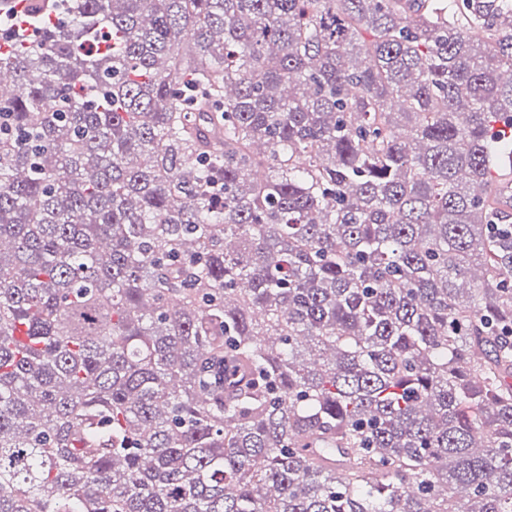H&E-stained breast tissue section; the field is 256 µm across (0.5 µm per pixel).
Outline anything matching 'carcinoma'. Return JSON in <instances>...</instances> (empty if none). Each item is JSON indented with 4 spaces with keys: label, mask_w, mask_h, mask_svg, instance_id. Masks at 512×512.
Masks as SVG:
<instances>
[{
    "label": "carcinoma",
    "mask_w": 512,
    "mask_h": 512,
    "mask_svg": "<svg viewBox=\"0 0 512 512\" xmlns=\"http://www.w3.org/2000/svg\"><path fill=\"white\" fill-rule=\"evenodd\" d=\"M27 7L0 512H512V0Z\"/></svg>",
    "instance_id": "cac0c4a2"
}]
</instances>
